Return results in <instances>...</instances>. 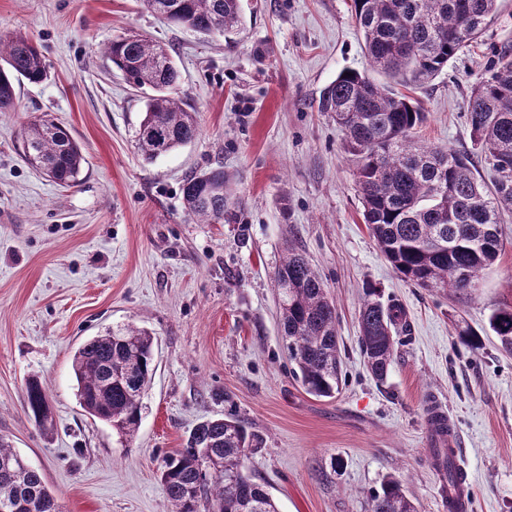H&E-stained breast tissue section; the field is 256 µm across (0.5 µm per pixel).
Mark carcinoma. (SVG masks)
Segmentation results:
<instances>
[{
	"label": "carcinoma",
	"instance_id": "obj_1",
	"mask_svg": "<svg viewBox=\"0 0 512 512\" xmlns=\"http://www.w3.org/2000/svg\"><path fill=\"white\" fill-rule=\"evenodd\" d=\"M167 22L201 34H227L241 23L240 0H145ZM364 49L386 82L355 71L339 74L322 92L318 110L334 116L354 157L363 219L381 253L406 281L419 288L477 287L480 274L504 249L502 215L512 210V56L504 54L467 100L474 141L490 172V184L475 175L468 158L415 138L425 113L397 85H423L438 76L457 51L495 18L498 0H352ZM102 56L139 88L149 87L138 146L151 161L197 138L196 113L173 96L180 81L169 50L146 37H120ZM47 78L34 43L22 34L0 38V112L14 109L16 84ZM23 155L61 187L76 183L85 157L81 145L46 115L23 126ZM224 169L195 174L182 186L189 215L216 224L234 201L224 190ZM285 348L305 390L331 398L341 389L343 361L336 331V304L303 252L294 247L273 275ZM398 311L384 305L376 288L363 291L359 309L360 350L367 372L386 382L395 352ZM501 346L512 351V306L489 319ZM154 337L129 326L83 343L73 357L81 406L91 416L132 438L141 422V398L155 369ZM25 405L42 428L52 422L48 394L27 383ZM259 438L232 415L209 418L184 446L164 460L161 481L171 512H278L246 461ZM0 437V512H58L39 471L20 465ZM369 512H417L402 481L385 477L370 495Z\"/></svg>",
	"mask_w": 512,
	"mask_h": 512
}]
</instances>
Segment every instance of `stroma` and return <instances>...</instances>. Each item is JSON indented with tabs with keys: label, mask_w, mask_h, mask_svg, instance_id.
Listing matches in <instances>:
<instances>
[{
	"label": "stroma",
	"mask_w": 512,
	"mask_h": 512,
	"mask_svg": "<svg viewBox=\"0 0 512 512\" xmlns=\"http://www.w3.org/2000/svg\"><path fill=\"white\" fill-rule=\"evenodd\" d=\"M241 11L239 31L205 36L164 22L144 0H0V35L32 38L48 71L0 112V436L43 474L59 512H169L163 456L199 422L228 414L261 437L248 466L279 512H368L390 474L418 512H448L425 422L434 396L458 432L470 512H512V354L489 326L494 310L512 306V216L473 292L402 280L363 222L344 136L318 109L341 71H371L352 0H241ZM131 31L170 46L179 95L201 128L151 162L136 132L152 91L100 53ZM503 52L512 54V0L434 80L407 88L427 114L419 143L484 172L467 99ZM42 113L83 148L76 186L59 187L23 157L21 126ZM218 167L233 214L201 224L182 185ZM291 246L336 303L345 382L333 398L308 394L283 348L272 276ZM369 286L404 313L382 384L358 344ZM129 325L156 344L128 441L81 407L73 355ZM465 325L481 349L460 343ZM32 378L49 395L46 429L24 406Z\"/></svg>",
	"instance_id": "obj_1"
}]
</instances>
